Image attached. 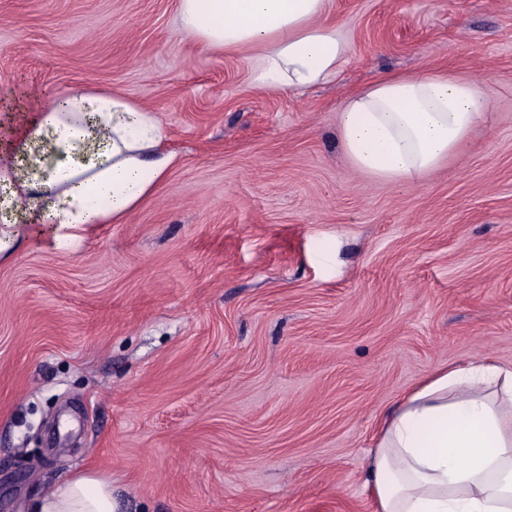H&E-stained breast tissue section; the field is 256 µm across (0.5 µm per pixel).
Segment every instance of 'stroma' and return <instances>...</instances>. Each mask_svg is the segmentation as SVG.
Listing matches in <instances>:
<instances>
[{
    "instance_id": "1",
    "label": "stroma",
    "mask_w": 512,
    "mask_h": 512,
    "mask_svg": "<svg viewBox=\"0 0 512 512\" xmlns=\"http://www.w3.org/2000/svg\"><path fill=\"white\" fill-rule=\"evenodd\" d=\"M177 0H0V99L117 91L176 159L123 224L0 252V512L72 475L114 512H374L382 412L437 368L512 367V0H330L335 80L261 89ZM449 72L492 111L416 183L356 172L346 98Z\"/></svg>"
}]
</instances>
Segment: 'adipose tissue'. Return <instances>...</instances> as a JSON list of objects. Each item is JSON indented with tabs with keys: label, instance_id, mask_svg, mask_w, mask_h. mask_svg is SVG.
Returning a JSON list of instances; mask_svg holds the SVG:
<instances>
[{
	"label": "adipose tissue",
	"instance_id": "obj_1",
	"mask_svg": "<svg viewBox=\"0 0 512 512\" xmlns=\"http://www.w3.org/2000/svg\"><path fill=\"white\" fill-rule=\"evenodd\" d=\"M328 0H178L179 31L244 54L258 87L297 93L333 80L349 51L326 24ZM0 139V185L15 220L0 251L28 236L70 243L82 227L121 224L165 177V129L129 98L88 87L22 88ZM477 85L445 73L394 75L350 95L338 135L356 171L421 180L487 123ZM376 512H512V368L483 357L441 367L382 416L367 455ZM32 512H113L112 481L82 473Z\"/></svg>",
	"mask_w": 512,
	"mask_h": 512
}]
</instances>
